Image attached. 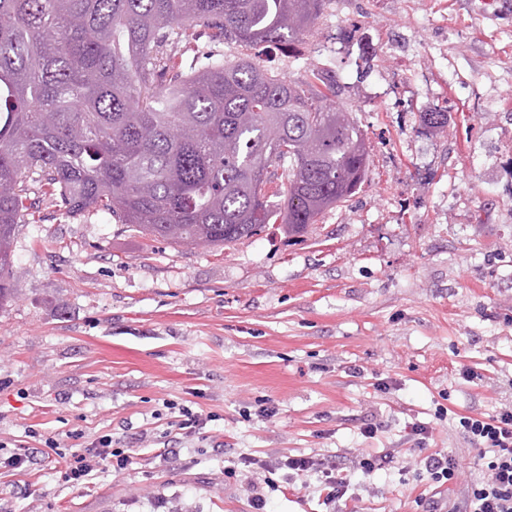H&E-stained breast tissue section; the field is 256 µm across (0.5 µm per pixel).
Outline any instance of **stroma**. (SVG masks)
Here are the masks:
<instances>
[{"label": "stroma", "mask_w": 512, "mask_h": 512, "mask_svg": "<svg viewBox=\"0 0 512 512\" xmlns=\"http://www.w3.org/2000/svg\"><path fill=\"white\" fill-rule=\"evenodd\" d=\"M296 46L250 54L292 81L334 72L369 153L360 191L305 232L178 246L42 195L17 225L0 455L25 464L0 467V512H148L160 494L254 512L224 476L251 452L394 454L336 512H422L415 424L458 463L447 498L483 477L457 418L512 405V0H325ZM176 404L208 416L203 438L166 443ZM106 434L134 464L65 482L47 441Z\"/></svg>", "instance_id": "35a3bbf8"}]
</instances>
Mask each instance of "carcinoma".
<instances>
[{
	"label": "carcinoma",
	"mask_w": 512,
	"mask_h": 512,
	"mask_svg": "<svg viewBox=\"0 0 512 512\" xmlns=\"http://www.w3.org/2000/svg\"><path fill=\"white\" fill-rule=\"evenodd\" d=\"M324 0H0V309L16 226L48 194L175 245L300 234L364 183L368 150L336 76L253 58L173 64L190 30L292 41Z\"/></svg>",
	"instance_id": "carcinoma-1"
}]
</instances>
